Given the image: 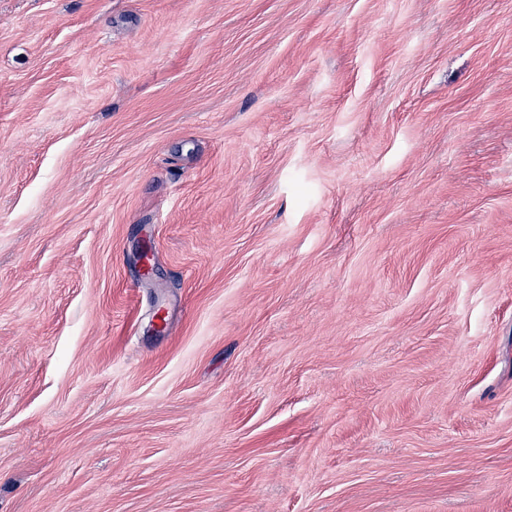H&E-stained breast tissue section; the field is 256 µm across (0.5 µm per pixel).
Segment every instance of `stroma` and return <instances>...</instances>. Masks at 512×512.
Segmentation results:
<instances>
[{"instance_id": "obj_1", "label": "stroma", "mask_w": 512, "mask_h": 512, "mask_svg": "<svg viewBox=\"0 0 512 512\" xmlns=\"http://www.w3.org/2000/svg\"><path fill=\"white\" fill-rule=\"evenodd\" d=\"M0 512H512V0H0Z\"/></svg>"}]
</instances>
